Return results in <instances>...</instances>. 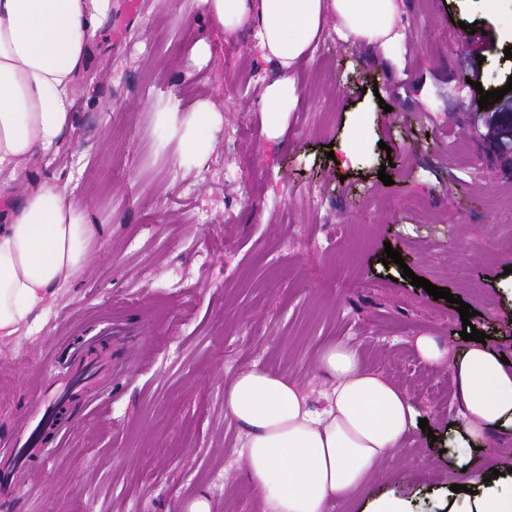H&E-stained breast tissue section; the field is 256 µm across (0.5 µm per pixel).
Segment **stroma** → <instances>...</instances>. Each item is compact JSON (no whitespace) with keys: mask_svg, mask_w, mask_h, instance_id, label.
<instances>
[{"mask_svg":"<svg viewBox=\"0 0 512 512\" xmlns=\"http://www.w3.org/2000/svg\"><path fill=\"white\" fill-rule=\"evenodd\" d=\"M401 24L398 46L371 49L327 23L272 137L260 107L275 67L250 34H225L201 0H118L58 148L0 172V214L29 181L66 176L103 227L39 330L0 343V442L77 351L112 335L89 408L22 491L0 494V512H179L202 492L216 512H257L224 387L257 363L318 398V353L340 340L405 384L428 427L334 512L387 493L443 512L449 481L474 489L512 468V441L462 458L449 449L462 419L452 377L412 341L427 333L462 349L463 323L411 284L417 275L460 296L512 360V159L475 120L480 90L512 78V0L491 11L405 0ZM474 25L493 39L481 62L463 41ZM201 40L209 57L196 61ZM404 78L415 89L384 112L376 91ZM202 101L221 123L209 156L189 160L172 120ZM388 245L403 264H382Z\"/></svg>","mask_w":512,"mask_h":512,"instance_id":"obj_1","label":"stroma"}]
</instances>
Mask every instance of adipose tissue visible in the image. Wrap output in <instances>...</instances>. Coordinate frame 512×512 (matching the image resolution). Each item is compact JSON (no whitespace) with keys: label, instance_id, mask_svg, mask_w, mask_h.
I'll return each instance as SVG.
<instances>
[{"label":"adipose tissue","instance_id":"obj_1","mask_svg":"<svg viewBox=\"0 0 512 512\" xmlns=\"http://www.w3.org/2000/svg\"><path fill=\"white\" fill-rule=\"evenodd\" d=\"M116 0H0V169L20 171L53 150L75 118V96L93 40ZM226 33L250 31L277 74L261 110L270 136L297 101L294 78L327 19L368 47L399 44L402 0H202ZM184 155L205 158L218 121L198 104L182 121ZM99 225L66 184L25 191L0 218V342L33 333L38 311L86 267ZM421 359L453 376L464 421L450 443L463 455L512 436V367L489 345L456 352L416 337ZM317 366L325 388L312 404L292 376L253 365L224 388V414L244 433L240 454L260 512H333L400 450L421 412L407 388L371 366L351 344L324 346Z\"/></svg>","mask_w":512,"mask_h":512}]
</instances>
